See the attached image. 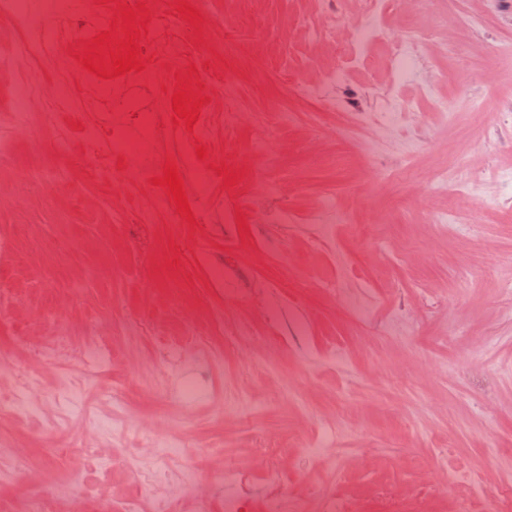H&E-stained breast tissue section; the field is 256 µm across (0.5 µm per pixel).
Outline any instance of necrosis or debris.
<instances>
[{
	"mask_svg": "<svg viewBox=\"0 0 512 512\" xmlns=\"http://www.w3.org/2000/svg\"><path fill=\"white\" fill-rule=\"evenodd\" d=\"M358 16L364 21L379 17H396L408 19L409 24L399 36H387L385 30L364 29L349 30L339 25L331 0H312L313 15L310 19V32L315 39L335 43L336 51L343 64H357L363 67L381 65L390 69L393 78H401L407 63L417 51L419 45L429 42L432 31L414 25L413 20L420 10L426 9L429 0H351ZM81 4L79 0H0V8L10 12L20 22L21 38L15 46L0 53V71L13 76V110L10 114L11 127L20 131L33 125L38 114L45 110V95L53 93L55 98L68 99L70 87L55 84L46 88L44 81L36 73L34 66L45 55L55 56L61 66L68 72H76L79 63L70 53V43L61 37L60 31L68 25L77 14ZM151 16L147 31L141 34L139 45L154 64L170 63L183 55L180 41L168 34L169 27L176 25V16L167 14L157 7H149ZM385 42L387 49L383 58H376L371 47L373 43ZM216 93L224 100V109L219 113H200L192 130L185 132L183 151L185 157H192L197 142L207 136L215 124L227 127L236 126L242 113L239 105V91L233 81L227 80L216 88ZM430 102L432 111L438 112L445 119H452L447 97L435 93L431 86H423L418 99L401 96L397 86H390L384 106L391 112H411L419 120H426L427 113L419 111L418 100ZM127 116L116 113L112 116V135L102 139L100 130L88 134L90 155H97L100 150H107L111 155L140 154L150 142L166 138L173 127L171 118L160 119L152 112L136 113L135 119L140 129L137 140L125 139L123 130ZM436 183L444 188L454 186L460 200L459 207L444 208L431 215L433 223L448 229H456L461 224L474 223L473 213L476 209V189L466 166L453 165L440 169ZM12 347L16 350L31 352L43 363L60 365L79 351L78 345L64 336L41 337L17 332L12 336ZM180 446L179 441L171 440L163 444L145 442L143 447L127 455L124 463L127 471L142 487L146 496L154 497L158 512H174V501L155 498L157 474L161 465L175 457Z\"/></svg>",
	"mask_w": 512,
	"mask_h": 512,
	"instance_id": "1",
	"label": "necrosis or debris"
}]
</instances>
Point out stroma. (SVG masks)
Here are the masks:
<instances>
[{
    "mask_svg": "<svg viewBox=\"0 0 512 512\" xmlns=\"http://www.w3.org/2000/svg\"><path fill=\"white\" fill-rule=\"evenodd\" d=\"M188 2L204 19L201 44L186 42L183 59L150 78L127 72L128 109L170 107L176 72L208 61L206 72L192 75L205 111H223L213 86L231 78L245 118L234 130H212L207 159L182 163L181 144L167 139L113 175L94 173L80 129L115 109L99 83H78L43 59L41 75L71 82L77 108L50 107L31 130L15 132L6 113L12 86L0 76V140L10 152L0 163V265L10 266L21 292L0 309V350L12 351L0 367V512H28L30 500L52 487L79 508L92 496H140L122 460L149 438L182 442L172 468L199 474L212 512H224L230 495L247 499L250 512H267L270 499L314 503L327 495L345 512H512V191L498 178L512 168V60L488 55L493 42L512 39V0L489 14L481 0H442L420 14L419 23L439 25L440 46L456 54L438 62L419 51L403 91L435 83L459 120H394L385 134L383 68L333 84L339 109L318 112L264 57L263 39L283 35L304 77L335 70L333 45L295 22L310 12V0ZM470 10L482 21L456 27ZM218 14L219 26L211 21ZM480 98L488 111H471ZM277 107L297 119L268 127L264 149H256L253 117ZM64 129L65 164L53 153ZM411 135L420 150L410 163L402 143ZM36 150L63 166L72 187L52 204L36 192L19 203L11 193ZM219 153L222 174L209 162ZM158 156L176 162L194 223L172 224L163 214L137 223L159 190ZM460 161L480 172L481 196L474 226L453 233L429 223L428 213L451 204L434 178ZM407 167L405 179L383 177ZM238 169L243 177L225 186L226 172ZM330 193L349 223L326 225ZM207 195L255 198L260 214L241 227L227 223L204 204ZM116 201L126 223L113 221ZM215 265L226 288L211 284ZM40 282L72 294L59 323L39 316ZM219 307L220 337L209 333ZM187 326L200 349L177 347ZM23 327L94 339L110 348L112 365L86 388L82 360L43 365L12 350L11 336ZM226 337L223 365L212 364L205 347ZM174 366L198 382L199 402L179 398ZM33 373L42 410L28 416L13 404ZM243 387L261 410L225 412ZM65 390L86 414L61 419L57 397ZM76 440L111 449L110 477L84 457L62 455ZM310 444L317 452H307ZM276 466L283 473L273 483L268 472Z\"/></svg>",
    "mask_w": 512,
    "mask_h": 512,
    "instance_id": "obj_1",
    "label": "stroma"
}]
</instances>
